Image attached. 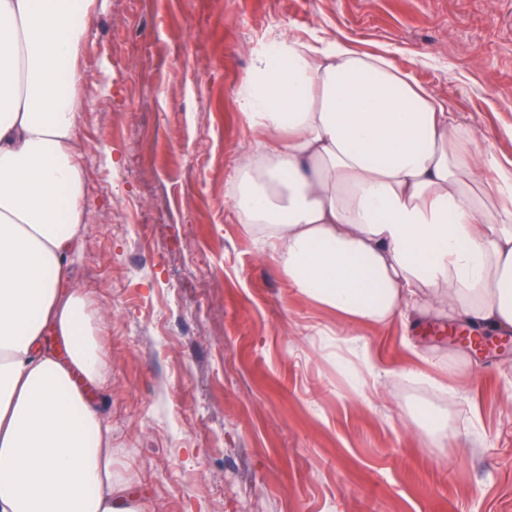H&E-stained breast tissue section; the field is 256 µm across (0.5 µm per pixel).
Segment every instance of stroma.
Instances as JSON below:
<instances>
[{
  "mask_svg": "<svg viewBox=\"0 0 512 512\" xmlns=\"http://www.w3.org/2000/svg\"><path fill=\"white\" fill-rule=\"evenodd\" d=\"M286 34L386 56L512 160V0H96L78 65L82 254L112 474L148 512H512V343L335 314L234 209L262 131L235 99ZM422 412L438 425L423 429Z\"/></svg>",
  "mask_w": 512,
  "mask_h": 512,
  "instance_id": "35a3bbf8",
  "label": "stroma"
}]
</instances>
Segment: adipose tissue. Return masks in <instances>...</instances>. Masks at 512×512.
<instances>
[{
    "instance_id": "1",
    "label": "adipose tissue",
    "mask_w": 512,
    "mask_h": 512,
    "mask_svg": "<svg viewBox=\"0 0 512 512\" xmlns=\"http://www.w3.org/2000/svg\"><path fill=\"white\" fill-rule=\"evenodd\" d=\"M94 0H0V512H147L112 475L111 427L79 256L78 44ZM257 141L240 223L346 324L404 308L512 328V171L382 56L273 41L236 96ZM67 356L42 345L45 332Z\"/></svg>"
}]
</instances>
